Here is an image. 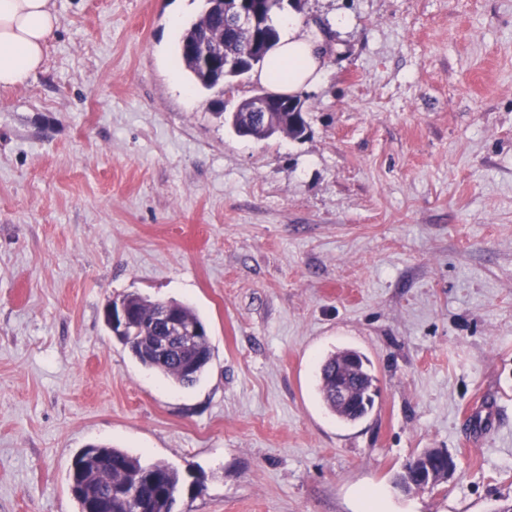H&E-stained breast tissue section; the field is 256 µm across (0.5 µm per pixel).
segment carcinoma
Wrapping results in <instances>:
<instances>
[{
  "mask_svg": "<svg viewBox=\"0 0 512 512\" xmlns=\"http://www.w3.org/2000/svg\"><path fill=\"white\" fill-rule=\"evenodd\" d=\"M259 23L263 24L271 38L276 32L270 24L271 14L282 8L283 0H262ZM235 53L238 60L252 68L264 60L260 55L251 60V51L244 38L238 37L231 30L219 0H205V9L200 18L189 23L182 32L178 45V58L182 67L193 77L195 82L207 90L219 89L224 93V86L243 75L241 71L224 70V52ZM292 111L279 112L276 115L279 134L290 139L299 140L307 135L309 128L306 113L302 112L305 102L299 98L290 101ZM234 130L241 136L265 139L273 132L258 122L246 121L243 114H238ZM137 315L135 326L126 333H118L114 338L127 347L132 355L147 369L157 373L166 380L183 387L196 384L208 367L209 360H196L200 350L211 351L208 338L190 345H179L165 354L155 349L157 324L156 314L165 309L187 324L205 327L204 321L187 304L177 301H152L136 293H127L119 297ZM355 358L349 369V381L353 384L358 403L352 407L336 402V371L341 369L346 360ZM377 378L369 360L355 350L343 351L328 357L320 368V394L323 402L340 420L356 422L367 416L374 407L375 398L372 388ZM143 476H153L157 486L149 490L147 512H173L176 495L182 485L179 471L162 462L144 464L140 458L124 450L109 446L93 445L77 453L70 469V484L76 487L72 492L77 503V512H85L89 500L85 487L93 485L95 498L112 496V512H130L126 503L116 496V492Z\"/></svg>",
  "mask_w": 512,
  "mask_h": 512,
  "instance_id": "obj_1",
  "label": "carcinoma"
}]
</instances>
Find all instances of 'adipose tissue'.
<instances>
[{"label": "adipose tissue", "mask_w": 512, "mask_h": 512, "mask_svg": "<svg viewBox=\"0 0 512 512\" xmlns=\"http://www.w3.org/2000/svg\"><path fill=\"white\" fill-rule=\"evenodd\" d=\"M279 40L257 78L278 94L298 95L326 77L330 39L317 22L274 16ZM58 26L53 0H0V91L27 85L41 70L46 45Z\"/></svg>", "instance_id": "obj_1"}]
</instances>
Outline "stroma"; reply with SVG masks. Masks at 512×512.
<instances>
[{"mask_svg":"<svg viewBox=\"0 0 512 512\" xmlns=\"http://www.w3.org/2000/svg\"><path fill=\"white\" fill-rule=\"evenodd\" d=\"M37 77L0 92V512H77L74 456L179 470L174 512H493L512 501V0H301L336 13L304 140L215 117L261 85L177 66L204 0H55ZM190 305L212 361L175 386L107 304ZM341 348L378 378L340 422ZM428 448L457 471L406 494ZM349 357L355 363L349 369V381L353 384L354 394L358 403L352 407L343 406L350 401L353 392L350 386H336V370L341 369ZM377 378L373 373L369 360L355 350L343 351L328 357L320 368V394L323 402L340 420L356 422L367 416L374 407L375 398L372 388ZM336 399L340 402H336ZM342 403V404H341Z\"/></svg>","mask_w":512,"mask_h":512,"instance_id":"stroma-1","label":"stroma"}]
</instances>
